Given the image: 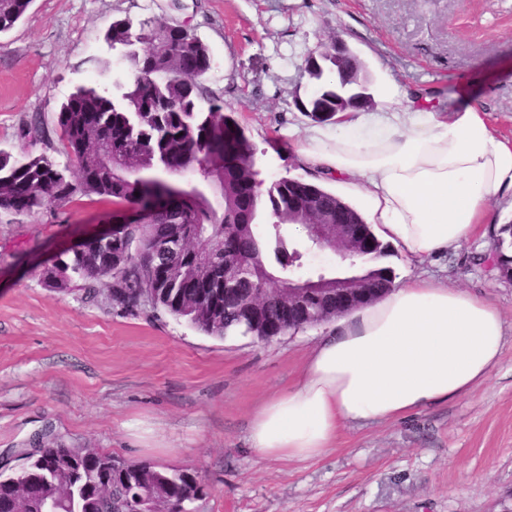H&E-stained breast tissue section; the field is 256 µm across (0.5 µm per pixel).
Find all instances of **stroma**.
Listing matches in <instances>:
<instances>
[{"label": "stroma", "mask_w": 512, "mask_h": 512, "mask_svg": "<svg viewBox=\"0 0 512 512\" xmlns=\"http://www.w3.org/2000/svg\"><path fill=\"white\" fill-rule=\"evenodd\" d=\"M116 20L187 25L210 51L206 87L266 182L317 184L360 212L361 191L298 156L315 84L299 62L318 43L358 56L369 96L397 85L448 112L478 104L512 139V0H32L0 33V148L65 163L60 106L126 73L105 37ZM33 120L37 143L18 135ZM112 225V208L86 199L0 213V472L61 440L203 472L191 512H512V280L479 262L493 233L422 261L386 259L394 285L424 277L496 305L504 342L489 381L396 421L344 424L324 456L288 462L250 452L252 414L297 384L327 325L220 339L162 310L131 315L106 293L44 285L45 266Z\"/></svg>", "instance_id": "1"}]
</instances>
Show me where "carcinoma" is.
<instances>
[{
	"mask_svg": "<svg viewBox=\"0 0 512 512\" xmlns=\"http://www.w3.org/2000/svg\"><path fill=\"white\" fill-rule=\"evenodd\" d=\"M32 0H0V33L9 31L26 13ZM112 47L145 42L142 55L127 52V79L116 83L117 97L95 88L80 87L62 104L58 115L61 153L59 165L45 155L17 158L0 149V212L32 214L55 202L74 201L70 174L79 179V193L117 209H147L143 222L123 225L112 247L73 250L42 272L50 288L64 290L75 280L90 296L106 289L112 305L128 312L162 309L208 336L230 332L266 338L281 321L278 279L303 261L283 235L286 224L304 226L303 208L288 204V179L266 191L271 228L257 230L261 208L254 182L253 152L241 131L228 125L224 102L208 95L204 84L211 66L209 48L190 30L166 23L141 24L132 31L129 21L112 23L106 33ZM207 96L208 111L195 99ZM90 143L112 155V171L90 180L80 167L81 151ZM158 174L152 181L140 172ZM303 189L322 203L336 207L340 199L328 190L303 183ZM182 231L185 246L179 259L212 260L207 280L179 284L168 277L171 259L158 248L172 231ZM372 246L350 259L351 283L380 292L392 285L391 271L377 261L386 248L368 232ZM512 222L495 232V249L503 276L512 275ZM230 253L247 269V280L224 291V254ZM257 288L265 289L264 315L258 322L241 318L240 307ZM28 463L0 477V512H41L42 498L57 494L60 512H140L143 496L160 498L171 512H187L188 503L204 489L203 476L160 467L128 464L96 448L63 443L38 446Z\"/></svg>",
	"mask_w": 512,
	"mask_h": 512,
	"instance_id": "obj_1",
	"label": "carcinoma"
}]
</instances>
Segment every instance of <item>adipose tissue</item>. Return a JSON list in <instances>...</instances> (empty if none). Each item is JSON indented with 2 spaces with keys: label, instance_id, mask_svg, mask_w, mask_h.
<instances>
[{
  "label": "adipose tissue",
  "instance_id": "1",
  "mask_svg": "<svg viewBox=\"0 0 512 512\" xmlns=\"http://www.w3.org/2000/svg\"><path fill=\"white\" fill-rule=\"evenodd\" d=\"M298 153L318 173L362 189L376 236L413 261L471 241L491 200L512 191V140L481 106L427 110L393 87L375 111L340 112L309 130ZM502 342L500 312L487 298L409 280L336 322L301 381L256 407L250 447L268 461L319 458L341 423L396 420L474 392Z\"/></svg>",
  "mask_w": 512,
  "mask_h": 512
}]
</instances>
